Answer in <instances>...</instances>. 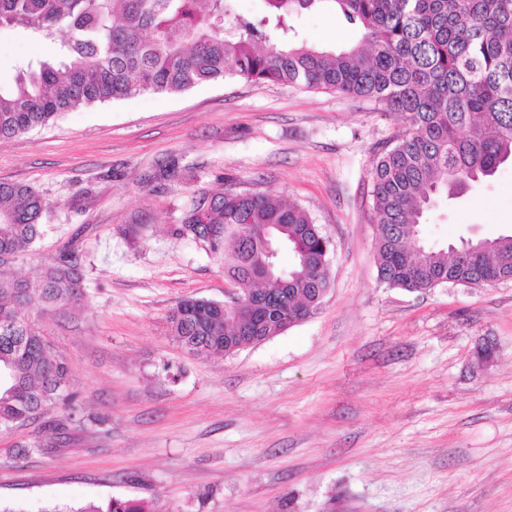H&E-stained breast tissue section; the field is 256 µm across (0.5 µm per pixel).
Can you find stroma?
<instances>
[{
    "instance_id": "stroma-1",
    "label": "stroma",
    "mask_w": 512,
    "mask_h": 512,
    "mask_svg": "<svg viewBox=\"0 0 512 512\" xmlns=\"http://www.w3.org/2000/svg\"><path fill=\"white\" fill-rule=\"evenodd\" d=\"M306 42L362 32L336 11L292 17ZM57 45L0 27V77ZM393 112L330 90L241 78L61 114L0 139V182L45 200L44 234L0 273L37 279L73 250L83 295L36 323L67 359L71 398L0 433V505L112 498L158 512H512V281L428 292L378 273L372 161ZM272 193L330 241L321 307L231 355L198 358L168 319L224 301L209 249L175 233L203 197ZM512 231V163L421 228L446 247ZM491 345L492 362L477 358Z\"/></svg>"
}]
</instances>
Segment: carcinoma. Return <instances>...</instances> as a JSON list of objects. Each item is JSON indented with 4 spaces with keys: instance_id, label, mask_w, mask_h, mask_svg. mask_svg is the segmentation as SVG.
Returning <instances> with one entry per match:
<instances>
[{
    "instance_id": "cac0c4a2",
    "label": "carcinoma",
    "mask_w": 512,
    "mask_h": 512,
    "mask_svg": "<svg viewBox=\"0 0 512 512\" xmlns=\"http://www.w3.org/2000/svg\"><path fill=\"white\" fill-rule=\"evenodd\" d=\"M233 0H0V26L20 25L37 40L64 39L53 59L28 63L0 81V138L47 125L59 114L145 92H181L241 77L302 85L371 100L404 122L403 132L372 164V203L381 280L431 290L454 281L512 275V235L485 240L472 264L411 241L426 212L494 176L512 161V0H265L275 23L233 11ZM330 4L363 31L339 51L290 37L294 13ZM200 202L177 233L224 258V273L266 298L247 329L224 317V304L182 300L169 316L171 334L197 357L236 353L283 333L276 313L317 310L320 270L330 243L309 214L282 198L250 190ZM46 204L27 185L0 183V264L28 252L41 236ZM241 224H277L292 263L271 275L254 264L262 241ZM82 296L77 258L62 253L37 280L0 276V431L36 418L67 398V360L28 319ZM76 512H156L139 499L112 498Z\"/></svg>"
}]
</instances>
